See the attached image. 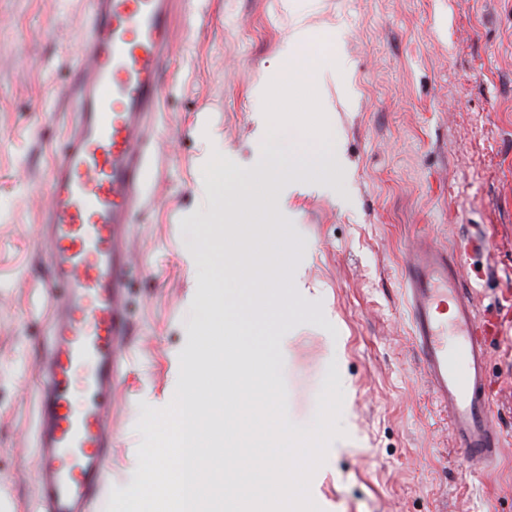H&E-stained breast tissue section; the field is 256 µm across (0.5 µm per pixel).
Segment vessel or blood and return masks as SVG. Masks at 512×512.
Returning a JSON list of instances; mask_svg holds the SVG:
<instances>
[{"label":"vessel or blood","instance_id":"1","mask_svg":"<svg viewBox=\"0 0 512 512\" xmlns=\"http://www.w3.org/2000/svg\"><path fill=\"white\" fill-rule=\"evenodd\" d=\"M83 44L77 129L48 180L52 279L57 315L41 367V512H89L101 495L112 446V394L127 333L123 303L129 269L123 229L133 223L146 181L144 117L158 107L174 39L172 0H96ZM455 252L421 238L406 256L404 291L426 384L471 472L501 457L488 383L489 335L475 290L460 269L485 249Z\"/></svg>","mask_w":512,"mask_h":512}]
</instances>
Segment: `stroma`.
Listing matches in <instances>:
<instances>
[{
  "label": "stroma",
  "mask_w": 512,
  "mask_h": 512,
  "mask_svg": "<svg viewBox=\"0 0 512 512\" xmlns=\"http://www.w3.org/2000/svg\"><path fill=\"white\" fill-rule=\"evenodd\" d=\"M91 0H0V512H38V369L56 307L41 233L52 161L76 122ZM164 94L128 228V331L112 397V459L93 512L129 489L147 407L172 399L179 353L209 313L211 281L226 328L246 356L274 360L291 425L317 422L328 378L344 394L343 448L314 474L322 512H512V0H175ZM323 32L346 61L324 95L345 168L340 195L307 184L286 198L266 253L296 243L298 274L317 294L299 316L254 314L229 277L221 201L203 165L211 152L247 172L266 125L252 93L285 45ZM483 234L489 274L480 310L503 330L489 342L503 458L465 469L433 405L412 343L401 281L420 235L448 247ZM290 354L280 360L282 333Z\"/></svg>",
  "instance_id": "stroma-1"
}]
</instances>
